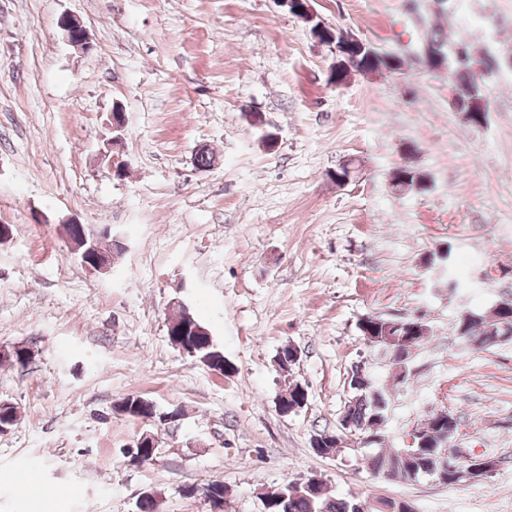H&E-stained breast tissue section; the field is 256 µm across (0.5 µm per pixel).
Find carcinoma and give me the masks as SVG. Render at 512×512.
Wrapping results in <instances>:
<instances>
[{
    "label": "carcinoma",
    "instance_id": "carcinoma-1",
    "mask_svg": "<svg viewBox=\"0 0 512 512\" xmlns=\"http://www.w3.org/2000/svg\"><path fill=\"white\" fill-rule=\"evenodd\" d=\"M438 51V65H447L448 71L454 75L453 87L457 88L458 97L453 109L481 114L486 106L485 95L475 81L473 70L478 67L490 69L497 65L496 60L475 55L464 41L452 42L446 50L440 46ZM380 67L395 72L401 67L400 59L395 55L382 56L364 43L347 55L338 57L331 73V82L344 83L354 72H369ZM394 186L420 191L426 188V178L416 171L401 168L394 175ZM171 324L172 327L167 329L170 342L182 345L188 356L215 368H230L224 362L223 351L205 333L206 327L198 319L187 322L184 313L180 311L172 317ZM458 327L482 349L512 340V301L488 313L471 312L459 319ZM358 328L361 334L369 333L374 337L371 344L397 354L393 365L399 370V379L405 380L408 357L411 350L425 338L423 331L408 327L405 319L390 321L379 315L365 317ZM353 371L360 376V380L347 402L345 417L353 424V432L361 439V443L370 445L378 434L377 426L386 415L388 401L384 392L372 384L363 367L356 366ZM118 410L137 419H156L161 422L164 417V414L157 412L152 401L136 394L124 397ZM418 430L425 439L422 447H404L394 452L379 449L369 457V470L407 481L447 471V457L440 453V448L448 440V434L457 432V420L448 412H437ZM359 503L360 500L356 498L331 497L321 485L314 490H307L302 483L293 481L279 487L263 500L265 512H357ZM402 504V500L379 498L371 501L368 512H402Z\"/></svg>",
    "mask_w": 512,
    "mask_h": 512
}]
</instances>
